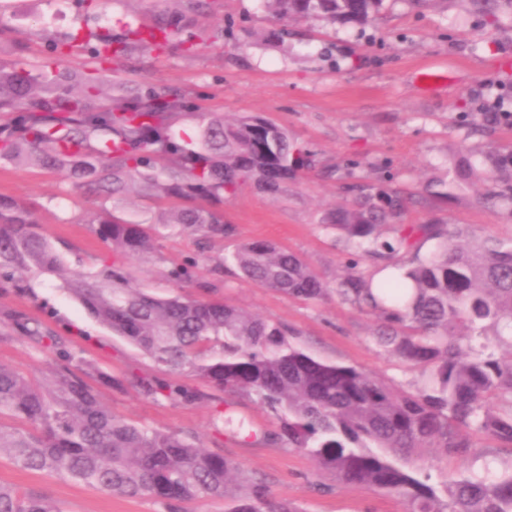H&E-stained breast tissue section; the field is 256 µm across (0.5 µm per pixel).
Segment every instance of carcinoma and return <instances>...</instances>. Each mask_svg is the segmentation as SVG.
Wrapping results in <instances>:
<instances>
[{"mask_svg": "<svg viewBox=\"0 0 512 512\" xmlns=\"http://www.w3.org/2000/svg\"><path fill=\"white\" fill-rule=\"evenodd\" d=\"M382 0H264L286 21L323 18L365 24ZM174 11L126 25L89 47L103 63L133 47L156 53L181 35ZM77 37L51 46L38 70L23 58L0 66V165L61 174L99 202L91 223L129 259L152 249L157 225L224 237V197L252 186L274 198L312 165L306 145L260 116L228 121L192 112L170 87L112 81L108 70L76 71L66 59ZM195 121L193 133L183 128ZM350 204L324 227L365 261L330 288L297 254L266 240L238 245L225 261L248 280L307 302L334 293L377 319L374 336L391 359L419 372L399 389L373 373L323 361L288 329L220 299L160 297L130 287L131 273L101 263L74 274L40 230L34 209L0 195V277L17 292L19 271L54 277L112 333L149 356L159 373L198 377L242 393L281 421L279 439L344 484L396 496L405 512H512V466L437 484L416 464L430 448L464 458L470 433L489 455L512 452V238L477 237L459 224H406L408 202L353 187ZM130 192L173 206L135 221L108 208ZM435 242L420 255L422 245ZM23 336L65 365L39 378L0 364V458L112 496L169 506L224 501V512H302L272 496L266 478L210 452L192 434L152 429L112 413L85 380V358L64 337L24 316ZM152 399L194 395L152 376L136 380ZM0 512H64L38 494L0 484Z\"/></svg>", "mask_w": 512, "mask_h": 512, "instance_id": "obj_1", "label": "carcinoma"}]
</instances>
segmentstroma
I'll return each instance as SVG.
<instances>
[{
	"label": "stroma",
	"mask_w": 512,
	"mask_h": 512,
	"mask_svg": "<svg viewBox=\"0 0 512 512\" xmlns=\"http://www.w3.org/2000/svg\"><path fill=\"white\" fill-rule=\"evenodd\" d=\"M96 0L94 12L78 0H13L0 16V65L17 57L41 64L47 45L71 34L120 35L129 21L151 23L180 10L203 39L196 53L172 46L163 54L131 51L115 65L114 79L173 87L200 112L226 118L257 115L286 128L313 154L309 170L277 197L245 187L225 199L232 232L199 249L196 234L165 233L142 260L113 251L90 224L98 205L61 175L37 168L0 166V194L34 207L42 230L66 265L85 272L99 259L130 268L136 287L160 296H201L196 282L176 285L166 273L196 263L199 280L224 299L288 328L291 340L314 356L371 372L408 386L416 371L386 357L377 346L374 318L330 296L317 302L288 297L213 269L238 244L268 240L294 252L320 277L335 282L353 259L323 227L330 209L351 200L347 189L419 195L410 224H467L478 235H512V203L490 199L497 176L512 175V0L484 15L479 0H383L370 24L291 22L293 35L278 39L282 20L261 0ZM438 73L432 89L422 75ZM448 181L447 197L424 194L425 183ZM31 293L0 287V363L44 377L54 353L19 336L15 315L43 322L70 349L110 376L98 385L112 412L161 431L191 433L205 448L265 475L273 495L303 512H404L394 496L341 484L318 470L305 453L280 441V422L252 398L218 390L185 375L196 401L152 400L133 379L153 371L151 359L93 319L58 281L30 273ZM231 409L256 431L243 443L232 427L216 422V406ZM0 483L42 494L64 512H170L142 498L108 496L83 485L23 471L0 460Z\"/></svg>",
	"instance_id": "1"
}]
</instances>
